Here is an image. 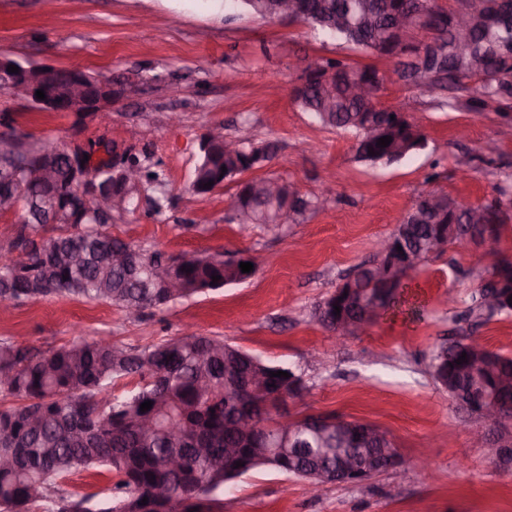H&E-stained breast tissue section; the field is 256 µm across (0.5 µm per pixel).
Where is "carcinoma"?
<instances>
[{"instance_id": "obj_1", "label": "carcinoma", "mask_w": 512, "mask_h": 512, "mask_svg": "<svg viewBox=\"0 0 512 512\" xmlns=\"http://www.w3.org/2000/svg\"><path fill=\"white\" fill-rule=\"evenodd\" d=\"M237 9L261 19L269 18L272 0H229ZM307 14L303 23L333 36L366 54L384 55L391 47L396 56H413L438 35L412 28L396 38L393 21L400 12L422 9L440 17L446 9L436 0H303ZM471 54L484 60L485 74L471 76L473 109L480 112L491 104L512 100V27H479L472 33ZM306 82L292 93L293 99L323 126L348 131L355 137V157L372 164L393 158L405 149L411 155L426 141L413 122L371 100L356 98L347 91L346 79H371L379 70L370 65L355 66L342 58L327 59L307 66ZM373 115L381 131L376 136L364 132V119ZM395 119H390V115ZM392 137L384 148L378 139ZM32 153L41 155L57 174L62 194L78 199L79 189L68 181L63 149L49 142L26 141ZM264 153L267 160L276 154L271 142L239 141V150L229 155L216 145L208 156L198 158L192 191L207 195L221 186L222 168L240 173L253 170L251 155ZM124 164L142 176L146 214L161 216L168 200L165 175L159 163L146 151L127 150ZM213 182L210 188L204 187ZM275 181L282 186L281 201L290 196L283 223L297 224L308 211L321 205L318 197H306L292 182L275 176H256L236 182L234 208L243 224L278 226V212L268 202L251 196L254 185ZM499 197L484 204L464 206L446 196L448 214L441 224L424 220L414 223L406 216L391 233L394 245L422 261L431 251L427 242L434 236L462 237L474 230L500 238L507 217L504 206L512 204L506 188ZM41 188L32 186L18 197L17 207L26 215L53 207L50 199H40ZM74 212L55 210L57 224L18 225L17 235L0 245V299L15 304L38 298L71 296L111 302L130 314L142 315L179 299L224 287V253H185L167 258L158 251L136 249L137 273L109 262L114 248L126 243L112 236V218L86 216L73 219ZM174 269L185 288L172 296L155 285L156 271ZM416 264H393L391 277L375 278L370 265L361 264L339 284L335 292L319 302L314 317L333 331L336 320L346 313L365 315L376 308L387 312L404 303L403 278ZM220 280L212 281V276ZM353 287L356 292L344 295ZM492 289L486 279L472 304L461 314L464 319H489L493 313L483 308V299ZM340 306L335 313L334 306ZM465 362L455 363L460 356ZM494 356L493 369L474 365L473 350L460 337L448 342L432 356L430 374L448 392L462 386H477L501 394L500 407L512 416V356L488 351ZM278 368L252 354L231 349L219 338L188 334L142 349L118 345L105 338L76 342L42 351L13 341L0 342V512H92V496L65 491L55 486L80 469L101 467L116 481L111 487L110 506L101 512H150L153 502L142 505L158 488L166 491V512H212L210 494L224 490L226 483L262 467L288 473L325 470L339 459L353 454L383 457L388 444H363L353 437H338L336 431L311 432L292 426L280 432L264 402L281 387L270 376ZM251 372L265 376L253 397V412L261 424L250 438L228 427L236 403L241 399L237 381ZM136 377L140 387L124 398L105 397L112 381ZM153 401L142 412L140 404ZM241 466H236V462Z\"/></svg>"}]
</instances>
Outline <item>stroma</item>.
<instances>
[{"mask_svg": "<svg viewBox=\"0 0 512 512\" xmlns=\"http://www.w3.org/2000/svg\"><path fill=\"white\" fill-rule=\"evenodd\" d=\"M0 55L59 67L80 64L96 77L136 87L131 98L77 123L0 94V116L16 132L67 147L105 140L148 150L167 178L162 220L113 216L112 233L169 256L252 253L266 265L246 280L170 303L135 318L112 304L55 296L0 310V341L41 350L108 337L144 348L186 329L224 339L262 361L292 369L307 390L291 413H335L373 423L394 439L403 463L358 484L312 496L304 480L260 469L217 493L215 512H512V468L492 462L473 437L477 416L460 409L429 373L441 344L476 336L512 355V311L479 327L456 321L487 276L489 258L454 243L407 277L421 317L380 319L364 335L335 341L313 318L357 264L374 258L421 194L444 192L478 205L512 179V138L498 134L495 108L473 112L471 90L429 93L395 76V62L368 56L303 24L262 21L224 0H0ZM343 58L383 75L380 100L407 112L427 145L399 163L357 161L351 133L329 129L289 93L308 63ZM181 114L171 123V114ZM255 143L274 142L268 172L306 196L334 175L331 200L299 224L275 229L235 217L234 185L207 196L190 184L198 145L211 127Z\"/></svg>", "mask_w": 512, "mask_h": 512, "instance_id": "stroma-1", "label": "stroma"}]
</instances>
